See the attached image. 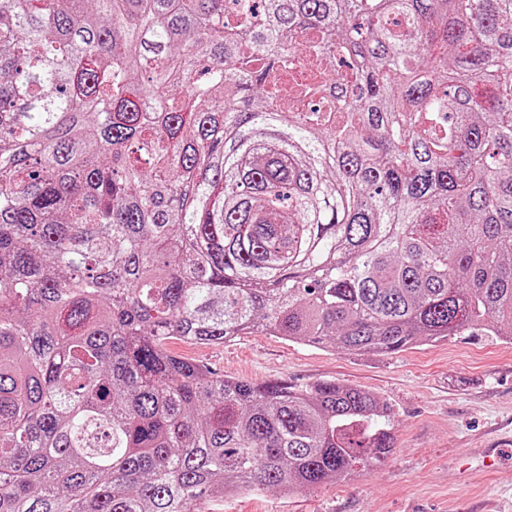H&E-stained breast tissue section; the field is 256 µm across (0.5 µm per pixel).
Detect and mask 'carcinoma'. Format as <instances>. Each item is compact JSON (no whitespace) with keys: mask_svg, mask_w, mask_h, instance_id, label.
Here are the masks:
<instances>
[{"mask_svg":"<svg viewBox=\"0 0 512 512\" xmlns=\"http://www.w3.org/2000/svg\"><path fill=\"white\" fill-rule=\"evenodd\" d=\"M465 331L512 343V0H0V512H202L396 448L366 390L171 338Z\"/></svg>","mask_w":512,"mask_h":512,"instance_id":"obj_1","label":"carcinoma"}]
</instances>
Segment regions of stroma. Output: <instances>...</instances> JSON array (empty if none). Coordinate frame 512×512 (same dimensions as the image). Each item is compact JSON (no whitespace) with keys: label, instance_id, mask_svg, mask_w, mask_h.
<instances>
[{"label":"stroma","instance_id":"stroma-1","mask_svg":"<svg viewBox=\"0 0 512 512\" xmlns=\"http://www.w3.org/2000/svg\"><path fill=\"white\" fill-rule=\"evenodd\" d=\"M169 351L227 378L305 386L335 380L390 406L396 447L378 466L295 493L207 502L204 512H512V343L461 333L396 354L355 355L263 333ZM502 449L486 468V449Z\"/></svg>","mask_w":512,"mask_h":512}]
</instances>
